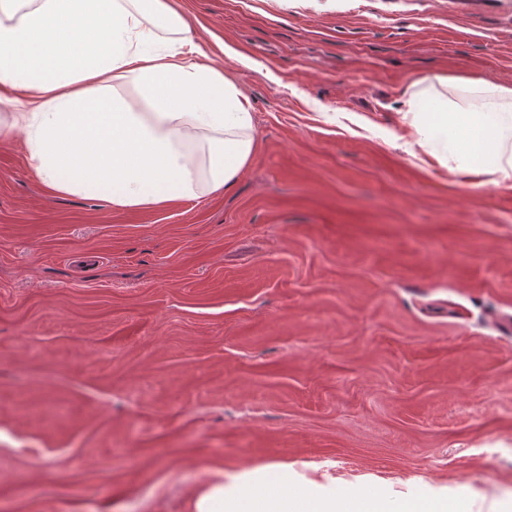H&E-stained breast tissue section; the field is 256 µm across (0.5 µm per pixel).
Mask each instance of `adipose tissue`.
<instances>
[{
    "label": "adipose tissue",
    "instance_id": "obj_1",
    "mask_svg": "<svg viewBox=\"0 0 512 512\" xmlns=\"http://www.w3.org/2000/svg\"><path fill=\"white\" fill-rule=\"evenodd\" d=\"M172 0H0V105L50 194L119 211L231 188L254 144L248 99L187 45ZM134 90L122 96V88ZM414 145L449 170L512 180V86L422 76L403 92ZM271 463L215 473L193 512H379Z\"/></svg>",
    "mask_w": 512,
    "mask_h": 512
}]
</instances>
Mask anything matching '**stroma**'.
Listing matches in <instances>:
<instances>
[{
	"instance_id": "obj_1",
	"label": "stroma",
	"mask_w": 512,
	"mask_h": 512,
	"mask_svg": "<svg viewBox=\"0 0 512 512\" xmlns=\"http://www.w3.org/2000/svg\"><path fill=\"white\" fill-rule=\"evenodd\" d=\"M251 104L221 194H49L0 134V512H192L269 463L384 512H512V182L407 152L402 93L512 85V0H175Z\"/></svg>"
}]
</instances>
